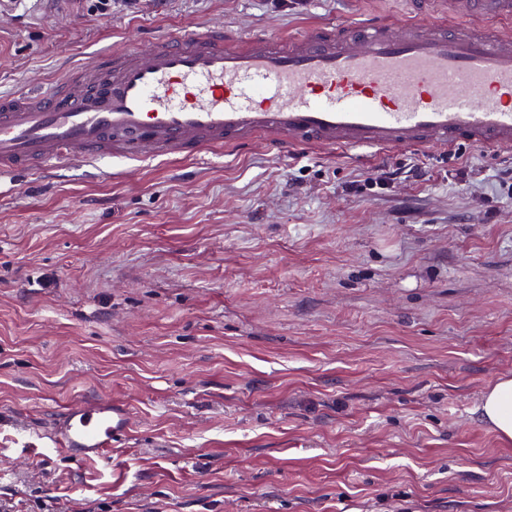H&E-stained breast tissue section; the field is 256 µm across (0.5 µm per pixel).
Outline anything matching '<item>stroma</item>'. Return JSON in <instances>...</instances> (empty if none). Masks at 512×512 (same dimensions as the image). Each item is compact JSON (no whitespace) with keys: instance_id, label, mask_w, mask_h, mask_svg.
I'll list each match as a JSON object with an SVG mask.
<instances>
[{"instance_id":"stroma-1","label":"stroma","mask_w":512,"mask_h":512,"mask_svg":"<svg viewBox=\"0 0 512 512\" xmlns=\"http://www.w3.org/2000/svg\"><path fill=\"white\" fill-rule=\"evenodd\" d=\"M406 0H95L0 16V93L105 48ZM396 177L378 184L381 170ZM512 153L106 157L0 193V500L17 512H512ZM99 400L104 461L26 441ZM478 410L500 440L512 441V374L500 376L486 388Z\"/></svg>"}]
</instances>
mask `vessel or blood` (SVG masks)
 Here are the masks:
<instances>
[{"mask_svg":"<svg viewBox=\"0 0 512 512\" xmlns=\"http://www.w3.org/2000/svg\"><path fill=\"white\" fill-rule=\"evenodd\" d=\"M450 20L234 38L217 26L97 52L0 94V189L65 161L201 160L263 144L364 160L462 144L512 150V0H434ZM111 401L64 411L46 440L82 460L127 432Z\"/></svg>","mask_w":512,"mask_h":512,"instance_id":"1","label":"vessel or blood"}]
</instances>
